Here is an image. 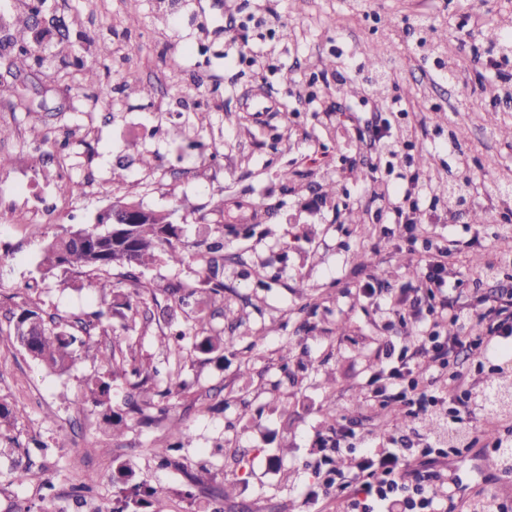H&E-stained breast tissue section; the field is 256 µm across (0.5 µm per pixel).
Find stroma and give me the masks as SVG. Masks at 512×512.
Instances as JSON below:
<instances>
[{
  "mask_svg": "<svg viewBox=\"0 0 512 512\" xmlns=\"http://www.w3.org/2000/svg\"><path fill=\"white\" fill-rule=\"evenodd\" d=\"M47 16L71 34H83L76 55L113 87L109 102H95L70 58L42 46L34 65L46 110L21 112L0 98V396L24 405L26 415L0 430V512H104L120 468L136 477L179 485V474L155 470L150 452L168 444L167 424L129 423L112 435L100 409L86 404L83 379L97 368L85 360L66 374L46 371L7 339L9 311L25 300L75 317L104 308L81 279H39L45 244L75 224L94 222L115 194L168 211L194 245L205 226L224 233V306L234 320L210 324L236 336V354L223 364L188 358V392L174 399L171 419L192 435L185 454L205 484L233 488L232 512H306L311 477L304 464L317 434L331 423L358 432L387 427L385 445L412 443L390 412L366 406L365 383L387 363L395 339L380 312L358 292L373 282L386 296H403L405 314L421 306L423 281L402 228L389 223L386 204L365 187L371 135L384 115L355 110L338 96V80L361 68L382 41L395 47L389 97H402L424 121L423 151L447 180L454 159L445 146L456 133L460 153L480 180L460 206L439 199L422 220L434 240L448 245V277L461 285L452 297L478 306L480 298L512 289V269L473 284V259L492 260L495 226L505 210L499 191L512 186V101L494 96L512 86L504 75L475 65L455 38L443 58L461 79L448 83L416 50L422 29L464 22L479 9L493 20L512 18V0H47ZM138 25H129V17ZM180 56L171 66V56ZM335 58L333 68L324 59ZM327 83L308 88L313 73ZM127 82L152 85V98L126 97ZM264 111H257V103ZM73 132L72 153L48 164L46 147L31 126ZM152 167H143L141 154ZM293 171L291 183L279 178ZM121 181H113V172ZM83 182L77 198L62 196V179ZM344 193L323 201L327 179ZM491 221L475 224L473 210ZM262 219L253 222V211ZM169 330L162 308H152L136 333L152 364L163 363L161 339ZM247 374H240L241 362ZM279 455L273 468L268 458ZM482 446L449 455L441 473L457 475L464 494L489 488L512 495ZM31 465L55 487L41 502L33 484H18L17 467ZM92 493L76 501L75 490Z\"/></svg>",
  "mask_w": 512,
  "mask_h": 512,
  "instance_id": "stroma-1",
  "label": "stroma"
}]
</instances>
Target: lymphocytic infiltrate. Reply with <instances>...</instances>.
<instances>
[{
    "instance_id": "1",
    "label": "lymphocytic infiltrate",
    "mask_w": 512,
    "mask_h": 512,
    "mask_svg": "<svg viewBox=\"0 0 512 512\" xmlns=\"http://www.w3.org/2000/svg\"><path fill=\"white\" fill-rule=\"evenodd\" d=\"M367 187L378 199L400 195L409 201V208H395L389 218L404 221L408 242H415L421 222L420 201L428 195L420 176L407 172L393 186L373 170ZM418 264L427 281L426 316L405 317L396 300L383 306L388 323L397 322L412 331L413 345L390 354L387 366L370 380L367 397L374 404L405 408L412 429H419L426 418L436 417L462 430L460 448L478 444L492 449L508 447L511 431L495 436L470 428L477 408L475 381L484 373L485 363L462 369L452 362L451 355L458 347L472 352L489 345L512 349V289L501 290L477 308L458 306L447 298L452 288L446 277L447 248L427 251ZM421 357L433 367L432 376L426 378L418 372ZM311 454L312 480L305 501L314 512L330 495L344 503L345 512H453V488L440 481L438 472H422L414 466L420 455L432 461L446 457L448 446L442 438H428L422 450L383 448L376 434L339 427L317 436Z\"/></svg>"
}]
</instances>
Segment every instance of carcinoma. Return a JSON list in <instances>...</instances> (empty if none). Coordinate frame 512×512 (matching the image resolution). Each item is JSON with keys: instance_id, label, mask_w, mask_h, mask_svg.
I'll list each match as a JSON object with an SVG mask.
<instances>
[{"instance_id": "cac0c4a2", "label": "carcinoma", "mask_w": 512, "mask_h": 512, "mask_svg": "<svg viewBox=\"0 0 512 512\" xmlns=\"http://www.w3.org/2000/svg\"><path fill=\"white\" fill-rule=\"evenodd\" d=\"M45 0H29L26 9L12 17L9 22L7 40L14 48L10 67L16 76L31 73L38 61L34 46L51 43H70V34L52 26H41L37 17L43 14ZM483 36L489 42L507 49L512 48V20H501L498 25L488 27ZM394 51V46L384 43L376 53L364 62V67L376 72L369 80L372 93L383 96L387 84L379 73L378 62ZM84 84L97 88L95 99L106 102L112 97V86L100 81L97 71L79 64ZM31 132L43 142H52L53 150L48 159L67 156L71 143L68 137L49 138L48 133L34 126ZM469 182L467 171L459 168L454 178L438 186L448 201L459 199V194ZM137 211L136 219L125 223L126 210ZM121 223L112 234H100L97 226ZM181 227L171 220V214L147 208L142 202L125 195L115 194L110 207L98 215L95 224L77 227L53 237L44 247L39 263L43 279L58 274L84 278V287L92 292L111 295L107 310L99 309L86 317L67 320L56 313H49L38 305L27 303L10 311L8 337L18 343L27 354L53 372H66L82 359L100 361L112 367L106 372L96 371L85 378L88 400L105 410L104 421L112 426V434L122 433L125 416L131 415L144 423L162 420L167 415L168 402L183 392L181 380L186 358L202 354L211 360L224 359V352L236 349L237 340L224 335V331L205 328L203 313L209 306L224 300V282L220 272L224 270V226L215 227L214 234L205 242V250L192 255L178 248ZM193 259L198 266L201 288H187L182 283H169L164 288H155L143 279V269L159 263L183 265ZM121 277L115 283L112 276ZM165 308L175 316L181 311L185 319L198 324L193 335L179 330L163 337L162 345L167 350V369L162 372L144 361L138 341L131 336L112 334L109 317L117 314L126 320L124 329L134 331L137 318L147 316L149 305ZM112 336L109 347L100 350L93 341V333ZM122 374L132 379L135 394L127 403L125 412L111 408L110 393L112 377ZM25 414L18 404L0 402V426H9ZM152 456L160 469H174L187 473L188 465L171 457L169 449L155 448ZM122 480L113 485L112 512H168L172 496L177 495L191 502L197 493H205L219 506L212 512H224L229 492L224 487H201V481L188 477L185 489H175L168 484L149 483L138 480L133 472L120 468Z\"/></svg>"}]
</instances>
